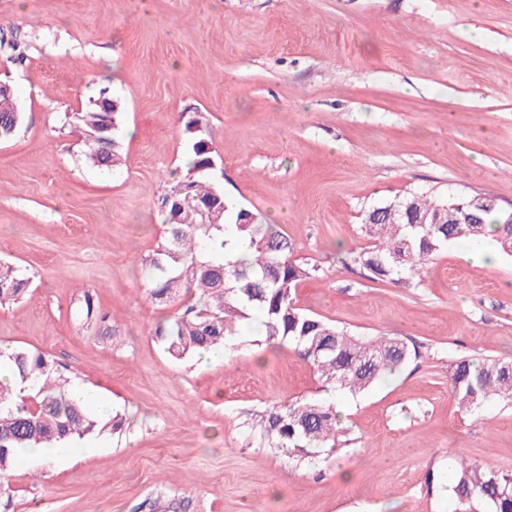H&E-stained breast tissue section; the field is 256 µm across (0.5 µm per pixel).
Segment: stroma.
Listing matches in <instances>:
<instances>
[{
	"instance_id": "obj_1",
	"label": "stroma",
	"mask_w": 512,
	"mask_h": 512,
	"mask_svg": "<svg viewBox=\"0 0 512 512\" xmlns=\"http://www.w3.org/2000/svg\"><path fill=\"white\" fill-rule=\"evenodd\" d=\"M0 82L24 115L0 142V260L32 280L0 308V352H42L70 393L110 402L67 461L16 460L0 512H470L444 489L449 456L512 470V404L469 412L448 384L459 359L512 361V257L476 267L494 241L456 240L401 283L355 261L365 213L399 198L512 212V0H0ZM104 90L122 104L113 169L73 121ZM197 112L211 180L314 268L297 306L419 352L340 397L337 453L300 461L248 429L328 402L294 350L254 331L203 365L152 334L180 308L149 299L145 260ZM88 295L106 321L82 318Z\"/></svg>"
}]
</instances>
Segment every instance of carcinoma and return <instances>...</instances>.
<instances>
[{"mask_svg":"<svg viewBox=\"0 0 512 512\" xmlns=\"http://www.w3.org/2000/svg\"><path fill=\"white\" fill-rule=\"evenodd\" d=\"M118 118L119 113L105 112L97 103L74 115L93 163H120L114 139ZM21 122L13 95L1 93L0 139L11 137ZM191 151L187 174L162 197L165 241L147 259L151 298L163 301L183 294L192 301L155 327L154 336L170 357L180 360L199 349L230 347L256 320L267 340L292 347L324 384L353 395L419 357L397 336H354L297 307V287L311 276V269L293 259L286 235L246 208L229 207L224 190L209 179L213 156L202 141L193 143ZM221 208L219 223L205 220L204 211ZM419 214L427 216V223H412ZM459 218V209L416 195L387 204L380 214L373 209L362 224L370 245L356 261L373 281L390 280L397 272L414 276L448 242L487 237L490 221L497 224L498 248L512 255L511 215L492 207L481 213L479 224H461ZM229 237L244 245L245 257L228 254ZM28 285L29 278L17 267L0 262V306L16 302ZM7 360L19 379L32 385L34 394L24 398L0 387L1 476L11 470L20 448L69 443L99 427L43 353L14 350ZM449 389L459 406L470 412L491 399H512V361L486 359L476 365L462 358L450 373ZM259 429L263 446L282 448L303 460L346 445L347 428L336 410L316 400L272 406L260 416ZM451 479L459 501H476L484 512H512V471L476 464L459 452L453 458Z\"/></svg>","mask_w":512,"mask_h":512,"instance_id":"obj_1","label":"carcinoma"}]
</instances>
